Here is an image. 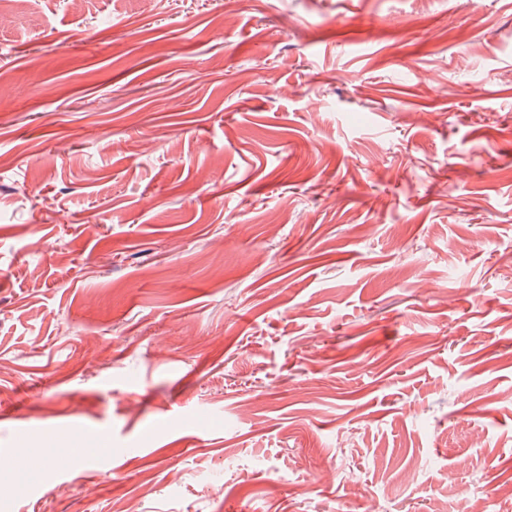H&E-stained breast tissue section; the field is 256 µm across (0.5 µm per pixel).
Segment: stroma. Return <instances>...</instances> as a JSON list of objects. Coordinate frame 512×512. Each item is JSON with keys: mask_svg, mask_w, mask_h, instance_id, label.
Instances as JSON below:
<instances>
[{"mask_svg": "<svg viewBox=\"0 0 512 512\" xmlns=\"http://www.w3.org/2000/svg\"><path fill=\"white\" fill-rule=\"evenodd\" d=\"M0 157V512H496L512 0L0 8Z\"/></svg>", "mask_w": 512, "mask_h": 512, "instance_id": "obj_1", "label": "stroma"}]
</instances>
